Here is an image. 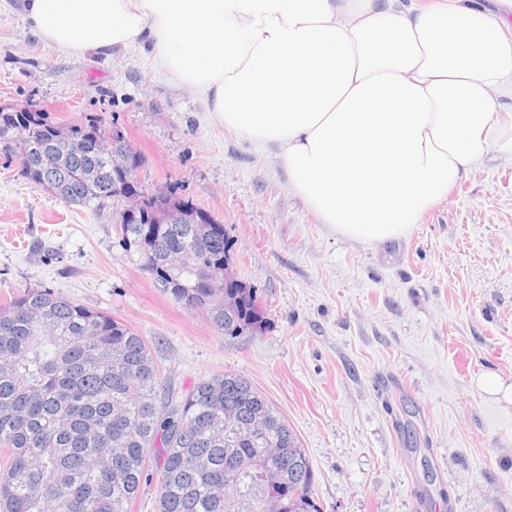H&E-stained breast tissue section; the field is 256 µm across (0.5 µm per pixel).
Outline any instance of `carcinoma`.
Wrapping results in <instances>:
<instances>
[{
    "instance_id": "cac0c4a2",
    "label": "carcinoma",
    "mask_w": 512,
    "mask_h": 512,
    "mask_svg": "<svg viewBox=\"0 0 512 512\" xmlns=\"http://www.w3.org/2000/svg\"><path fill=\"white\" fill-rule=\"evenodd\" d=\"M110 139L94 120L0 112V160L71 205L137 211L121 240L157 285L193 300L222 335L264 328L254 289L228 273L224 225L173 191L155 204L122 185ZM174 212L188 222H169ZM227 412L243 425L265 420L269 434L224 437ZM270 441L288 462L266 487L257 478ZM152 462L153 512H321L305 449L246 378L204 379L162 402L151 346L122 322L46 288L1 305L0 512H130ZM230 463L239 478L226 492Z\"/></svg>"
}]
</instances>
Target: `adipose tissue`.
Returning a JSON list of instances; mask_svg holds the SVG:
<instances>
[{"mask_svg":"<svg viewBox=\"0 0 512 512\" xmlns=\"http://www.w3.org/2000/svg\"><path fill=\"white\" fill-rule=\"evenodd\" d=\"M62 51L150 46L216 120L275 149L336 235L411 233L490 145L512 154L495 90L512 80V0H27Z\"/></svg>","mask_w":512,"mask_h":512,"instance_id":"obj_1","label":"adipose tissue"}]
</instances>
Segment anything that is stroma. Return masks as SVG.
Returning a JSON list of instances; mask_svg holds the SVG:
<instances>
[{
  "label": "stroma",
  "instance_id": "35a3bbf8",
  "mask_svg": "<svg viewBox=\"0 0 512 512\" xmlns=\"http://www.w3.org/2000/svg\"><path fill=\"white\" fill-rule=\"evenodd\" d=\"M0 104L94 119L223 224L261 331L215 330L154 287L115 209L67 204L0 167V300L48 288L152 346L174 391L246 377L305 449L321 512H512V155L491 146L407 236L368 247L330 231L271 150L224 130L202 94L136 48L67 53L22 0H0Z\"/></svg>",
  "mask_w": 512,
  "mask_h": 512
}]
</instances>
